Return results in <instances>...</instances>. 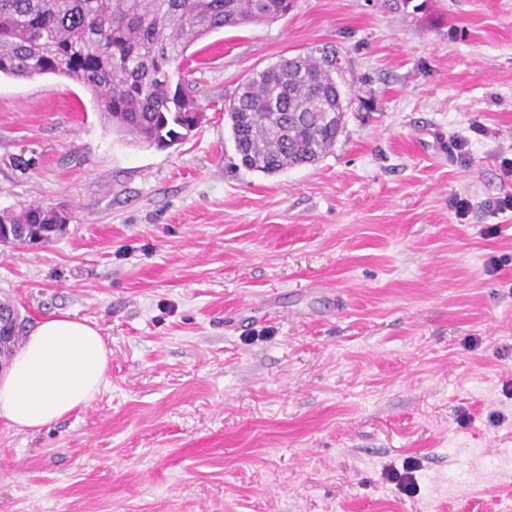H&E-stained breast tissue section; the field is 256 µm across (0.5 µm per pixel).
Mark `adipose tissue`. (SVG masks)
<instances>
[{
    "label": "adipose tissue",
    "instance_id": "ef3b65f1",
    "mask_svg": "<svg viewBox=\"0 0 512 512\" xmlns=\"http://www.w3.org/2000/svg\"><path fill=\"white\" fill-rule=\"evenodd\" d=\"M111 356L88 320L62 312L37 322L0 373V419L36 432L84 409L105 384Z\"/></svg>",
    "mask_w": 512,
    "mask_h": 512
}]
</instances>
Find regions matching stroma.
<instances>
[{
	"mask_svg": "<svg viewBox=\"0 0 512 512\" xmlns=\"http://www.w3.org/2000/svg\"><path fill=\"white\" fill-rule=\"evenodd\" d=\"M316 44L335 145L241 166L226 104ZM190 51L203 117L165 150L72 80L0 79V214L71 215L0 245V300L112 351L83 410L0 420V512H512V0H296Z\"/></svg>",
	"mask_w": 512,
	"mask_h": 512,
	"instance_id": "obj_1",
	"label": "stroma"
}]
</instances>
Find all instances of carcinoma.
Listing matches in <instances>:
<instances>
[{
  "instance_id": "obj_1",
  "label": "carcinoma",
  "mask_w": 512,
  "mask_h": 512,
  "mask_svg": "<svg viewBox=\"0 0 512 512\" xmlns=\"http://www.w3.org/2000/svg\"><path fill=\"white\" fill-rule=\"evenodd\" d=\"M294 0H0V77L59 76L89 90L113 130L165 149L197 126L199 104L181 72L188 47L213 32L288 14ZM314 46L257 70L225 111L243 167L266 174L313 164L332 149L346 107L328 58ZM57 214L33 205L0 226L47 241Z\"/></svg>"
}]
</instances>
